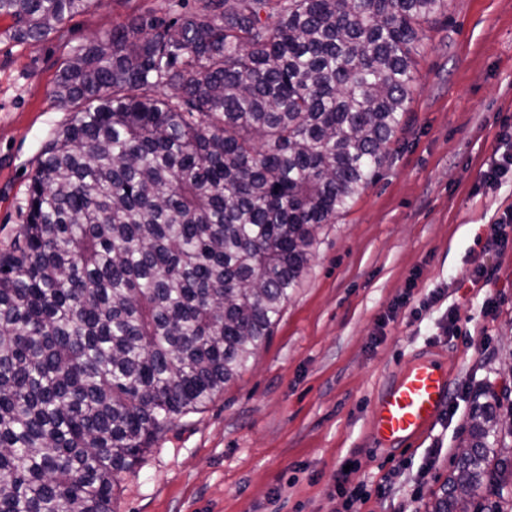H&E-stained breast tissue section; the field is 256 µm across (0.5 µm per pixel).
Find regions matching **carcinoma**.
Listing matches in <instances>:
<instances>
[{
	"label": "carcinoma",
	"mask_w": 512,
	"mask_h": 512,
	"mask_svg": "<svg viewBox=\"0 0 512 512\" xmlns=\"http://www.w3.org/2000/svg\"><path fill=\"white\" fill-rule=\"evenodd\" d=\"M97 0H0L40 42ZM75 49L73 112L0 251V512H116L121 475L247 367L319 230L375 179L447 0H177ZM475 391L429 512L512 487Z\"/></svg>",
	"instance_id": "cac0c4a2"
}]
</instances>
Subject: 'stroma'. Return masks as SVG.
Here are the masks:
<instances>
[{
  "instance_id": "obj_1",
  "label": "stroma",
  "mask_w": 512,
  "mask_h": 512,
  "mask_svg": "<svg viewBox=\"0 0 512 512\" xmlns=\"http://www.w3.org/2000/svg\"><path fill=\"white\" fill-rule=\"evenodd\" d=\"M172 0H100L41 43L0 19V249L24 220L38 155L69 117L52 97L73 48L135 10ZM415 90L377 177L335 223L268 342L204 409L177 420L124 475L118 512H427L451 472L477 386L512 367V0H449L417 47ZM485 262V287L471 283ZM396 319L384 321L390 308ZM456 325H449V313ZM416 357L448 372L435 427L399 452L374 438L378 388ZM385 494L343 508L336 470Z\"/></svg>"
}]
</instances>
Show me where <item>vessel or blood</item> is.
Returning <instances> with one entry per match:
<instances>
[{"instance_id":"b4317fda","label":"vessel or blood","mask_w":512,"mask_h":512,"mask_svg":"<svg viewBox=\"0 0 512 512\" xmlns=\"http://www.w3.org/2000/svg\"><path fill=\"white\" fill-rule=\"evenodd\" d=\"M448 401V380L437 365L410 366L375 405L374 432L385 442L412 445L437 423Z\"/></svg>"}]
</instances>
